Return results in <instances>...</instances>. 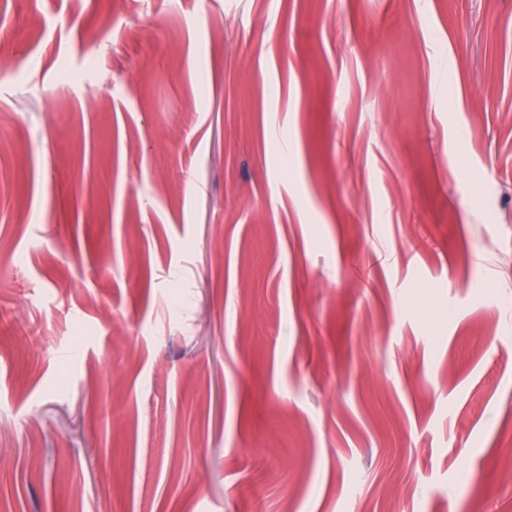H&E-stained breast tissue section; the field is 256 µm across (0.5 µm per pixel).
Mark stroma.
Returning <instances> with one entry per match:
<instances>
[{
    "label": "stroma",
    "instance_id": "35a3bbf8",
    "mask_svg": "<svg viewBox=\"0 0 512 512\" xmlns=\"http://www.w3.org/2000/svg\"><path fill=\"white\" fill-rule=\"evenodd\" d=\"M1 67L0 512H512V0H0Z\"/></svg>",
    "mask_w": 512,
    "mask_h": 512
}]
</instances>
